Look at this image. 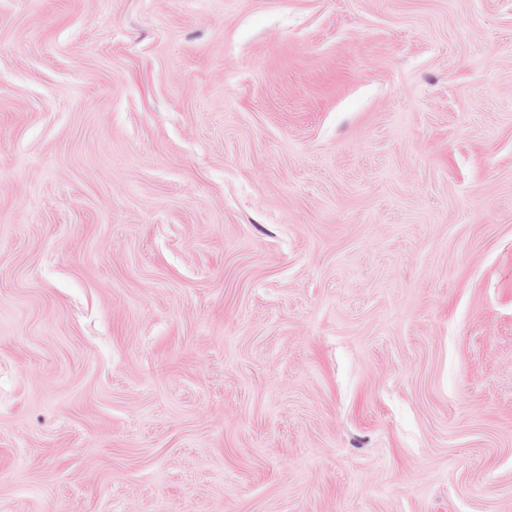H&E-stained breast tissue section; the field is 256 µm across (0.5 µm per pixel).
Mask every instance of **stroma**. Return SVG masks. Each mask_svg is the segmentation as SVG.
Returning <instances> with one entry per match:
<instances>
[{
    "mask_svg": "<svg viewBox=\"0 0 512 512\" xmlns=\"http://www.w3.org/2000/svg\"><path fill=\"white\" fill-rule=\"evenodd\" d=\"M0 512H512V0H0Z\"/></svg>",
    "mask_w": 512,
    "mask_h": 512,
    "instance_id": "35a3bbf8",
    "label": "stroma"
}]
</instances>
